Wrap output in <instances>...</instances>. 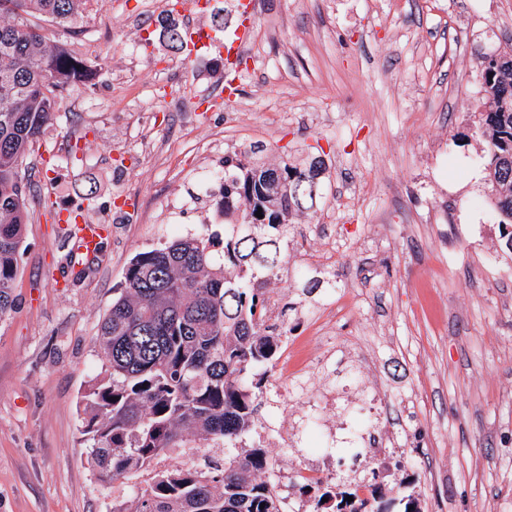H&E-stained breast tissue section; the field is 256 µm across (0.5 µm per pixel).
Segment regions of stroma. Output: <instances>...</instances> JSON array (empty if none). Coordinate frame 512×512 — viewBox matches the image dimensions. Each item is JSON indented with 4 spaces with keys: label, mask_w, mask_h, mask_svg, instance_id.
Listing matches in <instances>:
<instances>
[{
    "label": "stroma",
    "mask_w": 512,
    "mask_h": 512,
    "mask_svg": "<svg viewBox=\"0 0 512 512\" xmlns=\"http://www.w3.org/2000/svg\"><path fill=\"white\" fill-rule=\"evenodd\" d=\"M155 0L82 6L71 32L36 17L91 69L64 98L26 165L31 176L18 307L0 319V512H112L148 472L100 485L82 434L85 394L102 379L97 342L126 268L179 235L223 237L193 210L170 230L171 199H188L222 134L223 155L323 160L312 208L293 217L266 322L305 338V355L334 352L311 384L328 392L338 428L350 401L378 393L384 466L340 456L331 484L358 478L422 512H512V251L499 222L476 129L484 53L512 47V0H251L253 37L232 101L215 96L180 121L167 91L219 83L214 56L185 62ZM151 224H109L101 257L75 265L61 210ZM321 285L307 290L308 281ZM346 293L313 334L332 292ZM309 386L280 358L266 367L258 426L269 475L297 512H316L320 485L294 479Z\"/></svg>",
    "instance_id": "35a3bbf8"
}]
</instances>
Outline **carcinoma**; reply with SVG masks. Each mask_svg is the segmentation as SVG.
Instances as JSON below:
<instances>
[{
	"label": "carcinoma",
	"mask_w": 512,
	"mask_h": 512,
	"mask_svg": "<svg viewBox=\"0 0 512 512\" xmlns=\"http://www.w3.org/2000/svg\"><path fill=\"white\" fill-rule=\"evenodd\" d=\"M87 0H0V317L14 312L29 216L27 157L53 125L60 101L88 69L29 17L65 28ZM482 57L478 130L500 224H512V59ZM283 175L242 153L224 157V254L203 237H180L136 254L100 326L108 381L87 395L89 459L103 484L150 468L172 448H217L227 460L158 472L112 512H285L257 475L272 468L261 445L242 447L263 391L255 380L279 335L264 325L263 284L283 263L293 216L313 205L322 161H282ZM262 217H256V212ZM353 501H348V496ZM336 512H391L393 500L327 490Z\"/></svg>",
	"instance_id": "obj_1"
}]
</instances>
